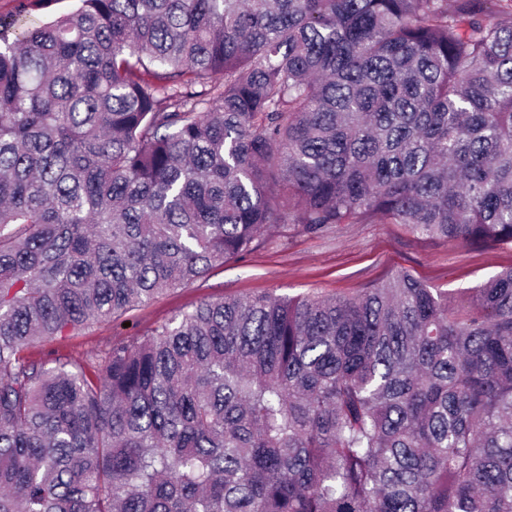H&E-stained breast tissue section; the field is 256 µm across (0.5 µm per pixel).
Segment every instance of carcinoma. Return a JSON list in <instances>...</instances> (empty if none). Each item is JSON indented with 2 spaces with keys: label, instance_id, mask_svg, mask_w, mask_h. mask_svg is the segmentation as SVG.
<instances>
[{
  "label": "carcinoma",
  "instance_id": "carcinoma-1",
  "mask_svg": "<svg viewBox=\"0 0 512 512\" xmlns=\"http://www.w3.org/2000/svg\"><path fill=\"white\" fill-rule=\"evenodd\" d=\"M0 23V512H512V268L112 321L275 224L512 245V0H80ZM79 4L80 2L78 0H57L47 8L30 11L26 19L19 23L20 25H30L32 23L48 22L56 16L76 9Z\"/></svg>",
  "mask_w": 512,
  "mask_h": 512
}]
</instances>
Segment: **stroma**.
<instances>
[{"label":"stroma","instance_id":"1","mask_svg":"<svg viewBox=\"0 0 512 512\" xmlns=\"http://www.w3.org/2000/svg\"><path fill=\"white\" fill-rule=\"evenodd\" d=\"M510 267L511 245L451 244L417 236L403 224H337L318 235L280 224L265 232L246 257L158 295L123 319L34 342L26 354L49 368L59 358L83 366L204 302L257 295L354 298L400 269L447 292L449 306L463 311L473 287Z\"/></svg>","mask_w":512,"mask_h":512}]
</instances>
